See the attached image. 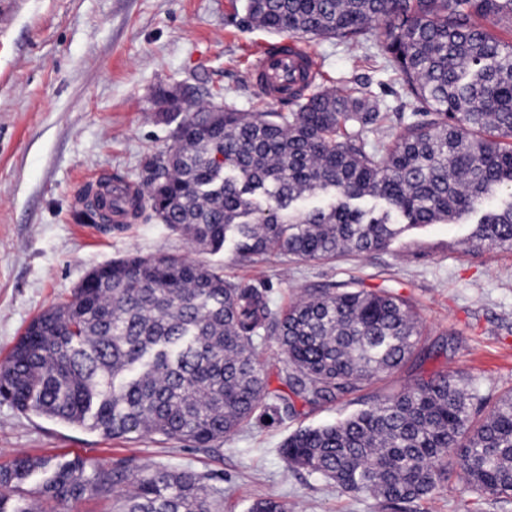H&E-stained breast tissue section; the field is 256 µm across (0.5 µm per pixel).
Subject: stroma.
Wrapping results in <instances>:
<instances>
[{
  "mask_svg": "<svg viewBox=\"0 0 512 512\" xmlns=\"http://www.w3.org/2000/svg\"><path fill=\"white\" fill-rule=\"evenodd\" d=\"M236 0H11L0 21V361L29 321L71 298L95 267L129 253L181 254L264 291L279 311L335 284L402 295L423 336L395 374L296 414L257 421L211 448L160 438L112 439L0 402V465L27 454L62 462L192 469L223 493L222 512L276 497L290 512H512V497L474 491L463 477L433 498L381 510L282 454L288 435L339 421L440 370L464 371L489 398L512 388V251L469 252L471 223L430 224L386 250L332 262L270 256L241 260L232 246L199 252L162 224L106 234L81 223L79 195L107 175L141 186L146 156L166 150L172 128L156 116L159 89L192 86L244 112H286L250 73L271 36L247 26ZM323 86L381 100L398 132L420 103L381 55L377 30L339 44L315 39Z\"/></svg>",
  "mask_w": 512,
  "mask_h": 512,
  "instance_id": "stroma-1",
  "label": "stroma"
}]
</instances>
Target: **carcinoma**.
I'll return each mask as SVG.
<instances>
[{
	"label": "carcinoma",
	"instance_id": "1",
	"mask_svg": "<svg viewBox=\"0 0 512 512\" xmlns=\"http://www.w3.org/2000/svg\"><path fill=\"white\" fill-rule=\"evenodd\" d=\"M269 33L349 43L372 24L386 63L424 111L382 140L380 101L323 88L292 112H241L160 91L179 118L173 144L144 163L145 189L112 197L119 176L85 194L88 224H164L198 251L228 243L333 261L387 249L404 232L474 214L473 252L512 250V0H242ZM224 170L223 185H210ZM500 195L501 205L484 209ZM328 196L326 207L301 201ZM273 336L290 395L268 387L256 349ZM423 336L388 290L323 288L279 313L265 294L177 255L131 253L93 269L71 299L34 317L0 364V400L107 438L160 437L210 448L260 409L296 413L399 371ZM288 465L381 504L427 499L459 466L477 492L512 497V388L491 405L462 371L373 398L325 426L295 430ZM46 503L115 498L117 512H216L190 470L22 455L0 466V512L31 476ZM250 512H286L274 498Z\"/></svg>",
	"mask_w": 512,
	"mask_h": 512
}]
</instances>
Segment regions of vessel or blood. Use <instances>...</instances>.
I'll return each instance as SVG.
<instances>
[{
  "instance_id": "vessel-or-blood-1",
  "label": "vessel or blood",
  "mask_w": 512,
  "mask_h": 512,
  "mask_svg": "<svg viewBox=\"0 0 512 512\" xmlns=\"http://www.w3.org/2000/svg\"><path fill=\"white\" fill-rule=\"evenodd\" d=\"M318 66L312 53L304 45L291 40L268 44L257 58L252 68L255 78L272 85L268 97L282 100V86L311 89L317 75Z\"/></svg>"
}]
</instances>
